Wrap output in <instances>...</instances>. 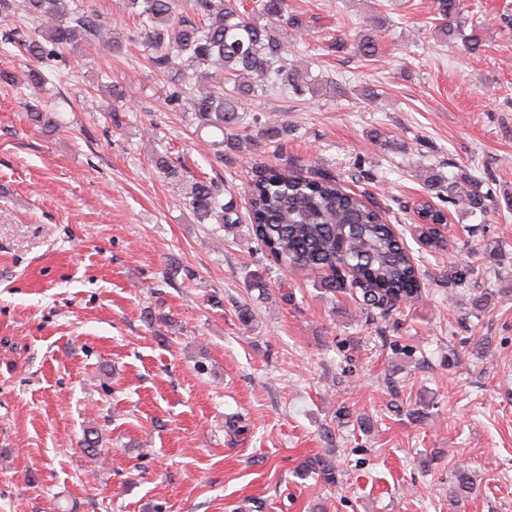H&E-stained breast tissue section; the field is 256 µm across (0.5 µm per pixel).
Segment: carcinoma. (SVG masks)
<instances>
[{"instance_id":"1","label":"carcinoma","mask_w":512,"mask_h":512,"mask_svg":"<svg viewBox=\"0 0 512 512\" xmlns=\"http://www.w3.org/2000/svg\"><path fill=\"white\" fill-rule=\"evenodd\" d=\"M442 39L461 37L476 52L482 46L478 26L464 34L467 17L462 0H435ZM139 19V38L154 67L167 74L177 98L197 124L221 134L213 142L217 157L224 149L238 150L253 142L243 128L240 112L248 99L270 92L317 94L322 82L288 62L285 35L308 25L289 0H126ZM39 20L45 27L37 37L24 33L22 21ZM0 22L13 24L9 38H17L33 65L27 79L45 81L42 61L50 49L80 43L104 44L117 51L122 40L112 25L93 11L69 8L68 0H0ZM363 57L377 52L373 36L363 34L354 46ZM155 165L180 189L199 224L240 223L237 206L224 201L206 180L188 179L166 155ZM468 179L453 186V195L482 212L494 202L491 192L467 188ZM248 230L273 262L292 273L317 278L328 292H345L363 306L367 317L387 315L423 296L420 269L395 230L364 192L345 190L328 173L304 175L288 168L263 166L247 190ZM424 221L421 241L442 250L446 241L438 231L445 213L423 200L415 207ZM305 468L328 483H336V469L326 458H314ZM475 488L464 468L455 473L451 493L465 497Z\"/></svg>"}]
</instances>
